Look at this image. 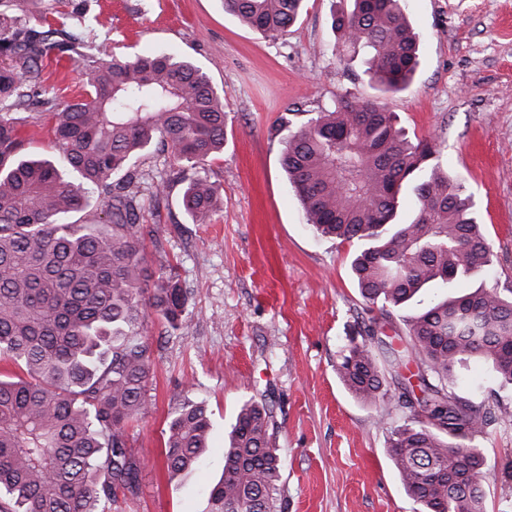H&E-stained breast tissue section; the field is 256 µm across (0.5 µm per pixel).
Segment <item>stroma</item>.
Segmentation results:
<instances>
[{
  "instance_id": "stroma-1",
  "label": "stroma",
  "mask_w": 512,
  "mask_h": 512,
  "mask_svg": "<svg viewBox=\"0 0 512 512\" xmlns=\"http://www.w3.org/2000/svg\"><path fill=\"white\" fill-rule=\"evenodd\" d=\"M350 0H308L288 32L265 37L224 10L223 0H93L99 48L126 55L190 57L212 78L227 113L223 153L206 165L224 200L210 221L182 206L177 165L153 151L136 164L144 186L161 175L164 193L144 199L141 222L150 274L173 271L187 291L178 330L149 318L152 350L146 413L128 428L140 459L141 492L117 495L112 512H204L224 467V433L247 400L273 412L278 448L277 512H420L387 453L390 432L409 418L397 404L399 377L382 346L383 400L366 405L340 381L342 350L366 339L379 305L354 284L353 241L322 237L306 224L281 167L290 133L350 96L373 97L359 61L335 50L332 14ZM421 41L410 87L383 97L409 135L435 141L439 160L471 194L493 262L479 280L512 296V0H403ZM45 85L58 102L82 90L68 60L47 61ZM456 393L473 406L512 404L491 367L470 362ZM205 402L209 452L196 471L169 478L162 452L171 414ZM486 512H512V426L486 428Z\"/></svg>"
}]
</instances>
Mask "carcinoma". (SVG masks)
Wrapping results in <instances>:
<instances>
[{
    "mask_svg": "<svg viewBox=\"0 0 512 512\" xmlns=\"http://www.w3.org/2000/svg\"><path fill=\"white\" fill-rule=\"evenodd\" d=\"M35 0H0V356L26 377L0 378V512H112L115 490L140 492L141 463L126 428L145 413L156 316L171 328L187 293L172 273L148 285L141 182L133 167L153 147L193 170L182 206L204 223L221 204L201 174L224 150V100L192 60L171 53L118 56L81 33L32 24ZM307 0H224L241 24L268 37L288 31ZM342 53L364 56L380 94L407 88L419 40L401 0H352L332 17ZM68 55L86 75L83 93L54 104L47 132L56 157L28 154L27 108L46 92L44 61ZM313 231L356 240L353 278L371 304L398 308L432 288L473 278L491 250L470 197L441 166L436 145L411 139L375 99L353 96L316 113L288 137L282 158ZM413 198L407 220L404 196ZM107 217L81 221L90 206ZM411 348H387L396 368L415 362L417 417L391 432L389 456L420 512H485L481 449L488 416L455 394L473 359L512 386V299L484 285L429 305L408 323ZM337 373L359 401L383 398L371 346L353 343ZM270 410L239 407L224 471L205 512H276L281 461L270 447ZM210 413L185 401L165 439L170 475L196 469L209 451Z\"/></svg>",
    "mask_w": 512,
    "mask_h": 512,
    "instance_id": "obj_1",
    "label": "carcinoma"
}]
</instances>
